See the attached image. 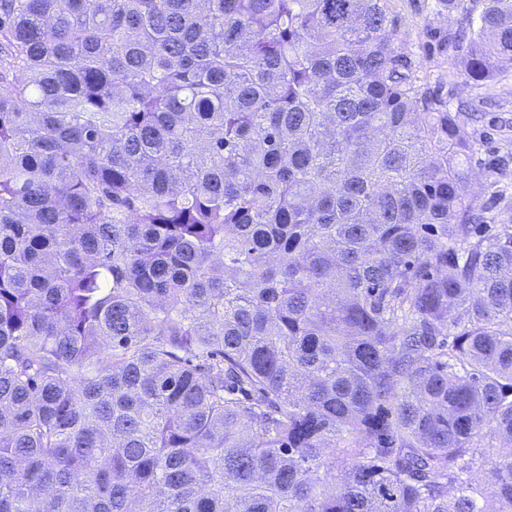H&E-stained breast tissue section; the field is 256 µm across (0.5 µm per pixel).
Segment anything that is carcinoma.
I'll return each mask as SVG.
<instances>
[{"label": "carcinoma", "mask_w": 512, "mask_h": 512, "mask_svg": "<svg viewBox=\"0 0 512 512\" xmlns=\"http://www.w3.org/2000/svg\"><path fill=\"white\" fill-rule=\"evenodd\" d=\"M397 23L0 0V512H512V212Z\"/></svg>", "instance_id": "obj_1"}]
</instances>
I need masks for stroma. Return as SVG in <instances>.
Listing matches in <instances>:
<instances>
[{
  "instance_id": "35a3bbf8",
  "label": "stroma",
  "mask_w": 512,
  "mask_h": 512,
  "mask_svg": "<svg viewBox=\"0 0 512 512\" xmlns=\"http://www.w3.org/2000/svg\"><path fill=\"white\" fill-rule=\"evenodd\" d=\"M433 2L391 0L400 37L473 143L469 193L483 202L498 194L502 206L512 208V64L502 63L501 78L475 92L464 73L461 50L446 36L464 25L466 14H478L481 4L479 0H459L458 9L448 14L434 11Z\"/></svg>"
}]
</instances>
